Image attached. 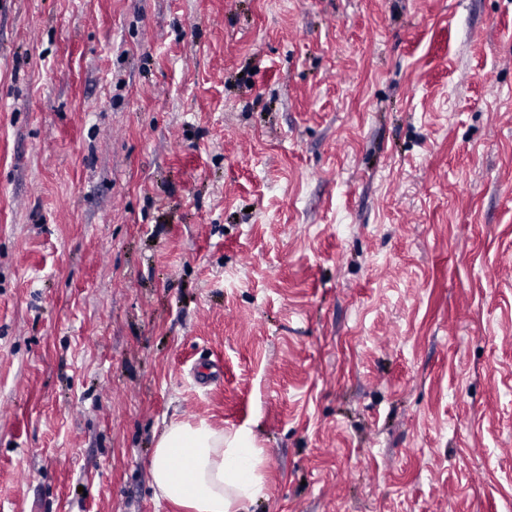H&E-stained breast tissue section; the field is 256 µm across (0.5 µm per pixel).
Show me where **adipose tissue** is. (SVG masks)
Instances as JSON below:
<instances>
[{
    "label": "adipose tissue",
    "mask_w": 512,
    "mask_h": 512,
    "mask_svg": "<svg viewBox=\"0 0 512 512\" xmlns=\"http://www.w3.org/2000/svg\"><path fill=\"white\" fill-rule=\"evenodd\" d=\"M253 432L227 433L206 421H174L150 461L159 494L189 512H245L263 490Z\"/></svg>",
    "instance_id": "obj_1"
}]
</instances>
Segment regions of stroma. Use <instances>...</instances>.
Masks as SVG:
<instances>
[{
	"label": "stroma",
	"instance_id": "35a3bbf8",
	"mask_svg": "<svg viewBox=\"0 0 512 512\" xmlns=\"http://www.w3.org/2000/svg\"><path fill=\"white\" fill-rule=\"evenodd\" d=\"M175 420L512 512V0H0V512H187Z\"/></svg>",
	"mask_w": 512,
	"mask_h": 512
}]
</instances>
